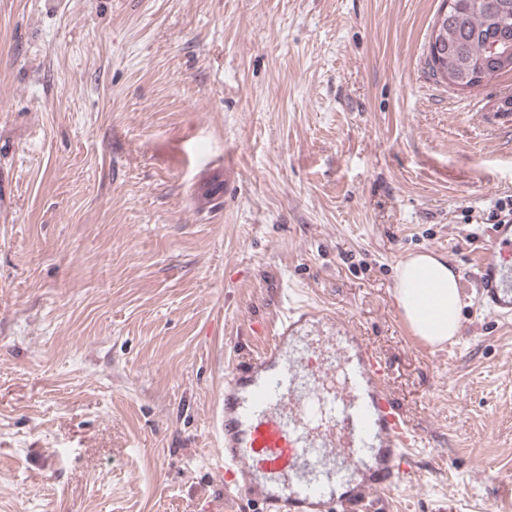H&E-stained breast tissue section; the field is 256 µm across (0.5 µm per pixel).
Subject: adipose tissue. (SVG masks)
I'll return each mask as SVG.
<instances>
[{
  "instance_id": "obj_1",
  "label": "adipose tissue",
  "mask_w": 512,
  "mask_h": 512,
  "mask_svg": "<svg viewBox=\"0 0 512 512\" xmlns=\"http://www.w3.org/2000/svg\"><path fill=\"white\" fill-rule=\"evenodd\" d=\"M395 293L416 336L432 345L447 342L460 328L457 277L447 263L421 253L400 265Z\"/></svg>"
}]
</instances>
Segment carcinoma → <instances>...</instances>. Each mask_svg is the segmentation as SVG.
<instances>
[{
  "mask_svg": "<svg viewBox=\"0 0 512 512\" xmlns=\"http://www.w3.org/2000/svg\"><path fill=\"white\" fill-rule=\"evenodd\" d=\"M447 15L440 28L446 53L434 61L427 55V65L433 78L460 90L476 87L475 78L481 73L489 77L512 74L508 66L491 69L487 66L492 45L503 51L512 48V0H446ZM223 183L213 178L201 200L212 209L219 205Z\"/></svg>",
  "mask_w": 512,
  "mask_h": 512,
  "instance_id": "obj_1",
  "label": "carcinoma"
}]
</instances>
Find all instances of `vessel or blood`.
Instances as JSON below:
<instances>
[{"instance_id":"vessel-or-blood-1","label":"vessel or blood","mask_w":512,"mask_h":512,"mask_svg":"<svg viewBox=\"0 0 512 512\" xmlns=\"http://www.w3.org/2000/svg\"><path fill=\"white\" fill-rule=\"evenodd\" d=\"M480 304L512 318V223L498 224L481 250ZM333 325L326 311L289 308L271 343L236 362L224 382L217 480L259 512H368L422 447L387 387L388 366L362 337H337L329 353L305 328Z\"/></svg>"}]
</instances>
